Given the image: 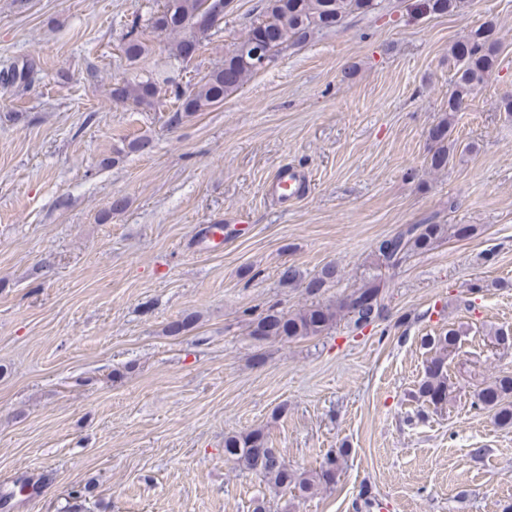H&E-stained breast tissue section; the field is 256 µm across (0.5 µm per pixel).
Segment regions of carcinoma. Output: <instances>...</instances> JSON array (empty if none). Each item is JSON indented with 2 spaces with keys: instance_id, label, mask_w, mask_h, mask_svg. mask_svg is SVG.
<instances>
[{
  "instance_id": "1",
  "label": "carcinoma",
  "mask_w": 512,
  "mask_h": 512,
  "mask_svg": "<svg viewBox=\"0 0 512 512\" xmlns=\"http://www.w3.org/2000/svg\"><path fill=\"white\" fill-rule=\"evenodd\" d=\"M375 6V0H264L262 14L239 43L257 42L276 59L284 46L303 41L314 31L334 29L348 16L370 12ZM412 7L420 15H440L461 9L463 0H414ZM222 10L223 0H163L148 18L147 26L159 34L173 37L171 53L174 57L190 59L189 47L204 39L197 22L207 12L218 15ZM499 47V29L489 20L450 48L448 58L456 68L457 79L455 89L448 97V111H461L481 89L497 67ZM122 51L132 64L148 53L136 19L125 35ZM257 74L258 70L230 49L224 53V64L211 70L189 90L172 84L165 72L156 71L122 81L112 88L111 94L114 101L137 111L152 108L160 96L169 94L178 103L177 112L190 116L223 103L224 97L238 91ZM435 130L436 134L429 137L427 163L430 169L441 171L448 168L456 143L450 140V120L441 121ZM447 231L444 224H408L395 234L378 240L375 248L377 264L395 268L409 254L430 250ZM338 277V268L327 265L306 283V291L316 295ZM384 288L385 282L372 275L336 303L311 305L289 314L270 308L253 322L251 335L288 340L320 336L345 317L350 318L355 327L363 329L382 316ZM457 341L458 333L454 329L443 336L426 338V343L434 349V356L427 362L418 392L434 406L448 395V352L455 349ZM477 397L481 408L492 414L496 426L512 428V373L486 383L479 389ZM224 455L278 487L301 493L330 487L343 458L341 452L330 455L319 470L298 474L288 469L258 430L224 437Z\"/></svg>"
}]
</instances>
